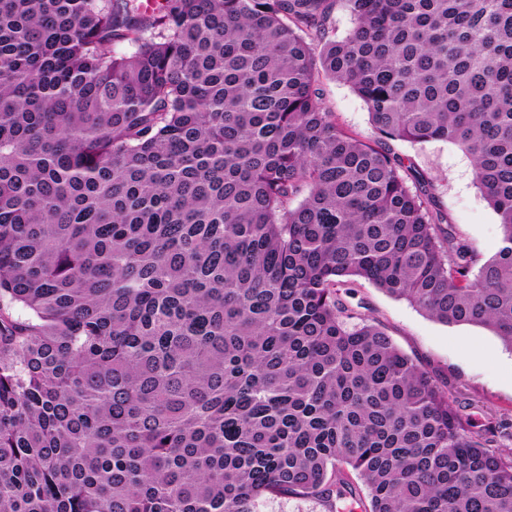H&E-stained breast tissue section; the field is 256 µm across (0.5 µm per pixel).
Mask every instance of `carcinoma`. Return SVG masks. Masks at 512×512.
<instances>
[{
	"label": "carcinoma",
	"mask_w": 512,
	"mask_h": 512,
	"mask_svg": "<svg viewBox=\"0 0 512 512\" xmlns=\"http://www.w3.org/2000/svg\"><path fill=\"white\" fill-rule=\"evenodd\" d=\"M335 2L0 0V512H512V422L340 295L512 348V0ZM396 140L471 157L492 257ZM354 27V21L348 12L345 4L341 1L335 2L331 14L332 37L341 39L346 37ZM321 88L324 106L329 112H335L338 126L362 139L375 138L367 108L350 87L334 81H324ZM258 512H329V506L319 500H298L281 498L261 501L256 505Z\"/></svg>",
	"instance_id": "1"
}]
</instances>
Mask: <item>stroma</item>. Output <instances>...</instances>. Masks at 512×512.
<instances>
[{"label":"stroma","mask_w":512,"mask_h":512,"mask_svg":"<svg viewBox=\"0 0 512 512\" xmlns=\"http://www.w3.org/2000/svg\"><path fill=\"white\" fill-rule=\"evenodd\" d=\"M322 93L338 126L360 138H374L367 108L350 87L327 81ZM390 147L403 169L419 172L430 181L437 206L478 257L493 256L501 229L475 183L471 158L443 141H394ZM351 287V295L345 298L348 307L375 318L402 351L466 398V413L482 419H512V352L497 336L479 326L430 319L367 281L356 280Z\"/></svg>","instance_id":"stroma-1"}]
</instances>
